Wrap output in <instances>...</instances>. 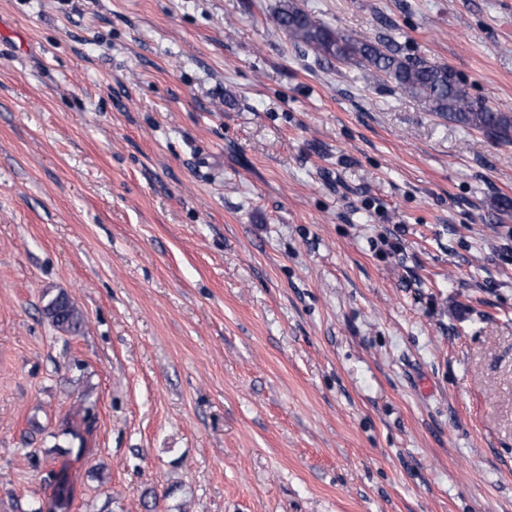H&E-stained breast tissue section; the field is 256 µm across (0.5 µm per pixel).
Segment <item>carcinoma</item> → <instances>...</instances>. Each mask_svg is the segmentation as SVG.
<instances>
[{"instance_id": "cac0c4a2", "label": "carcinoma", "mask_w": 512, "mask_h": 512, "mask_svg": "<svg viewBox=\"0 0 512 512\" xmlns=\"http://www.w3.org/2000/svg\"><path fill=\"white\" fill-rule=\"evenodd\" d=\"M273 20L300 51L310 52L327 63L353 61L389 82L394 89L422 102L427 111L477 130L498 143L512 142V116L473 99L449 66L404 55L393 43L386 45L318 24L294 0H283ZM42 314L60 332L78 335L84 330L83 314L63 291L46 302Z\"/></svg>"}]
</instances>
